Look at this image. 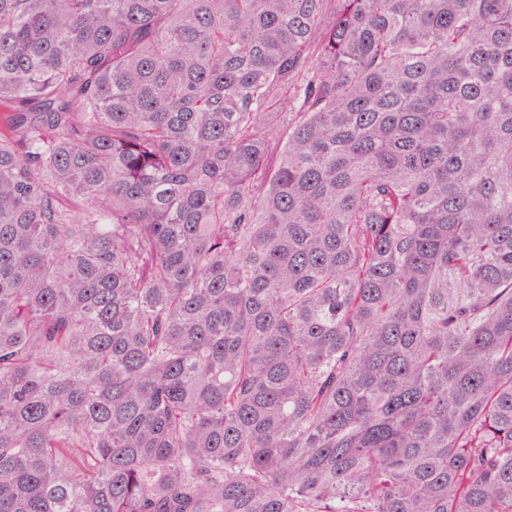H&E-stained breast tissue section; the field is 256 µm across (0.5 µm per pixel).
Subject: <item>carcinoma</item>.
I'll use <instances>...</instances> for the list:
<instances>
[{
    "label": "carcinoma",
    "instance_id": "1",
    "mask_svg": "<svg viewBox=\"0 0 512 512\" xmlns=\"http://www.w3.org/2000/svg\"><path fill=\"white\" fill-rule=\"evenodd\" d=\"M0 512H512V0H0Z\"/></svg>",
    "mask_w": 512,
    "mask_h": 512
}]
</instances>
